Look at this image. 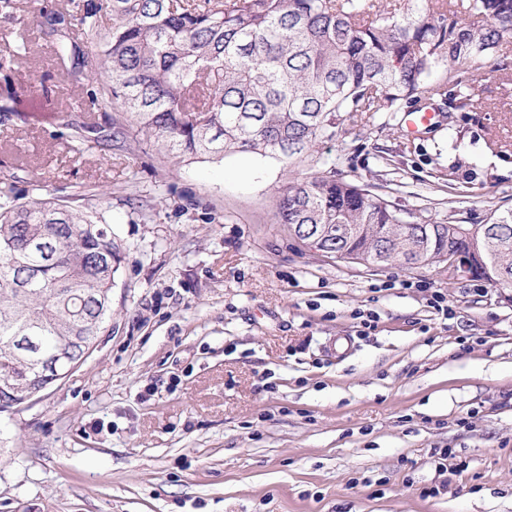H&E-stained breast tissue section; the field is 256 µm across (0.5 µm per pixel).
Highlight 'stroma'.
Masks as SVG:
<instances>
[{
  "instance_id": "35a3bbf8",
  "label": "stroma",
  "mask_w": 512,
  "mask_h": 512,
  "mask_svg": "<svg viewBox=\"0 0 512 512\" xmlns=\"http://www.w3.org/2000/svg\"><path fill=\"white\" fill-rule=\"evenodd\" d=\"M78 2L0 7V179L99 196L124 260L94 350L0 412V512H512V305L443 263L326 255L276 217L290 178L332 172L427 222L512 208V37L468 82L473 108L431 75L417 106L441 120L417 138L401 113L352 112L289 168L187 164L84 77L100 41L56 55L42 17ZM114 120L112 149L70 137Z\"/></svg>"
}]
</instances>
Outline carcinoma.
<instances>
[{
    "label": "carcinoma",
    "mask_w": 512,
    "mask_h": 512,
    "mask_svg": "<svg viewBox=\"0 0 512 512\" xmlns=\"http://www.w3.org/2000/svg\"><path fill=\"white\" fill-rule=\"evenodd\" d=\"M105 8L111 33L88 73L105 70L139 132L182 162L251 153L288 166L335 134L336 114L416 102L441 64L460 88V72L512 36V0H83L69 22L46 17L47 35L75 26L89 39ZM73 138L106 141L85 125ZM35 189L30 201L0 190V367L22 384L62 349L85 359L112 318L123 261L97 211ZM277 216L377 268L429 266L450 247L483 255L480 277L512 288V209L467 225L473 235L453 220L398 232L405 219L389 200L332 174L288 183Z\"/></svg>",
    "instance_id": "carcinoma-1"
}]
</instances>
